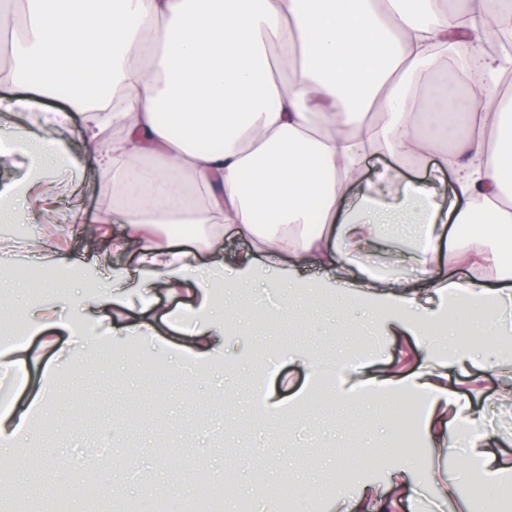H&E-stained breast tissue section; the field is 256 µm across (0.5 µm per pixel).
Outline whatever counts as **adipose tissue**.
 <instances>
[{
    "instance_id": "adipose-tissue-1",
    "label": "adipose tissue",
    "mask_w": 512,
    "mask_h": 512,
    "mask_svg": "<svg viewBox=\"0 0 512 512\" xmlns=\"http://www.w3.org/2000/svg\"><path fill=\"white\" fill-rule=\"evenodd\" d=\"M507 11L512 0H22L0 84L24 88L12 107L40 112L48 124L57 115L41 112L43 101L82 111L85 152L108 175L113 196L143 188L134 206L122 207L126 232L112 246H137L151 271L133 284L115 267L93 296L26 305L24 333L40 334L68 308L63 328L84 343L147 336L148 322L118 326L104 310L148 309L160 277L195 295L181 311L191 324L177 347L187 366L223 357L209 282L177 237L153 245L155 224L210 225L204 248L213 270L224 265L216 242L226 232L250 241L236 262L237 288L279 275L278 257L287 253L295 265L336 271L344 292L366 289L369 308L386 314V330L425 335L452 304L468 320L491 316L512 330V58L486 50ZM450 43L459 64L440 80V49ZM105 84L114 108H83L82 90ZM442 141L453 210L443 211L425 183L352 194L368 155L385 152L403 165ZM413 204L415 248L402 261L434 294L426 304L368 260L381 226L400 223ZM442 239L445 275L429 252ZM355 253L363 261L354 282L343 273ZM462 267L468 277L456 276ZM440 349L402 378H377L364 361L345 360L348 391L421 396L420 430L460 454L463 474L495 501L505 469L486 449L483 417L448 382L479 363L498 380V399H512V357L481 360L453 338ZM43 403L39 396L0 410V456L29 438Z\"/></svg>"
}]
</instances>
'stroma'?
<instances>
[{
  "instance_id": "1",
  "label": "stroma",
  "mask_w": 512,
  "mask_h": 512,
  "mask_svg": "<svg viewBox=\"0 0 512 512\" xmlns=\"http://www.w3.org/2000/svg\"><path fill=\"white\" fill-rule=\"evenodd\" d=\"M81 127L78 112L66 125L47 126L38 113L0 107V137L16 143L43 139L64 158L46 169L56 224H46L31 203L19 218L29 237L48 239L58 256L82 262L88 276L76 286L85 294L94 292V275L102 266L127 268L135 278L142 270L134 250H112L102 223L112 208L84 152ZM176 304L166 282L157 280V339L95 347L90 365L59 369L48 380L43 373L53 364L54 347H68L69 339L59 330L31 337L27 376L14 399L25 403L44 386L50 397L33 442L17 448L14 460L0 461V512L19 490L41 502L69 497L74 512H98L81 494L91 483L99 486L100 501L110 502L117 491L132 504L147 485L164 498L185 484L212 485L226 478L252 500L253 512H279L280 495L290 485L321 491L317 499L302 501L300 512H332L340 494L349 512H368L352 481L356 475L378 488L387 512H488L485 500L458 482L457 457L418 434L413 452L398 451L396 402L369 397L331 402L307 392L309 373L295 361L301 353L322 363L358 358L368 362L370 374L402 377L432 354L434 336L417 341L403 333L383 335L381 321L367 313L364 300L344 293L328 290L293 305L288 289L259 283L223 296L218 326L236 354L234 363H211L178 377L179 358L167 347L178 336L163 317ZM271 359L277 360V371L258 373V362ZM257 381L278 407L254 402ZM450 385L483 415L488 450L512 469V408L495 401L494 376L475 366L452 374ZM292 396L297 403L291 407ZM74 422L80 432H72ZM109 429L115 432L111 459L70 470L68 449L91 445ZM399 463L408 467L403 483L391 478Z\"/></svg>"
}]
</instances>
